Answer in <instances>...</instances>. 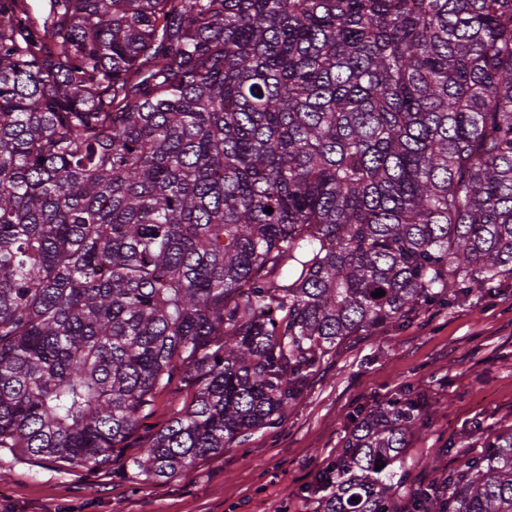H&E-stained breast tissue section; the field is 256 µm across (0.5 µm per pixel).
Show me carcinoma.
<instances>
[{
	"label": "carcinoma",
	"instance_id": "cac0c4a2",
	"mask_svg": "<svg viewBox=\"0 0 512 512\" xmlns=\"http://www.w3.org/2000/svg\"><path fill=\"white\" fill-rule=\"evenodd\" d=\"M505 277L512 0H0V450L105 469L142 431L174 478ZM421 411L356 410L316 512H394ZM407 512H512V427Z\"/></svg>",
	"mask_w": 512,
	"mask_h": 512
}]
</instances>
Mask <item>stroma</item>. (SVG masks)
Instances as JSON below:
<instances>
[{
  "label": "stroma",
  "mask_w": 512,
  "mask_h": 512,
  "mask_svg": "<svg viewBox=\"0 0 512 512\" xmlns=\"http://www.w3.org/2000/svg\"><path fill=\"white\" fill-rule=\"evenodd\" d=\"M418 388L426 404L408 438L395 490L406 506L430 484L431 450L444 469L463 466L482 426L491 438L512 426V278L473 289L453 306L383 326L339 344L277 425L187 473L136 484L122 471L37 463L0 450V512H314L306 488L341 453L352 411L371 410Z\"/></svg>",
  "instance_id": "1"
}]
</instances>
